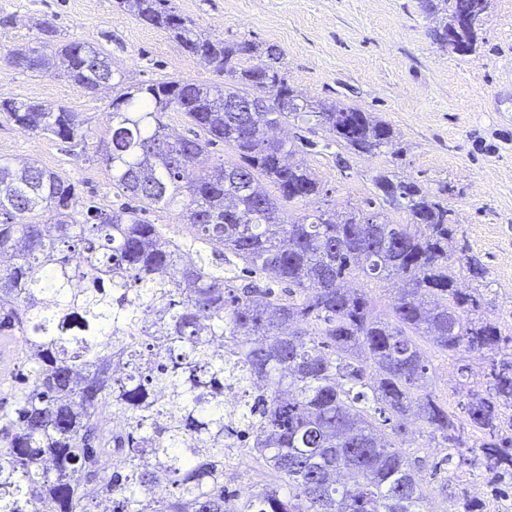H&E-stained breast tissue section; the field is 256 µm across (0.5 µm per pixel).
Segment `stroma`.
Instances as JSON below:
<instances>
[{
	"mask_svg": "<svg viewBox=\"0 0 512 512\" xmlns=\"http://www.w3.org/2000/svg\"><path fill=\"white\" fill-rule=\"evenodd\" d=\"M198 31L227 41L273 43L283 51L291 85L313 101L356 106L388 123L394 137L368 156L328 144L315 134L303 160L321 183L319 195L284 201V220L319 209H372L405 224L408 212L374 185L382 171L417 181L444 201L457 221V244L487 270L484 285L458 274L460 288L478 291L481 314L512 334V0H493L478 33L475 53L441 49L438 26L423 0H172ZM51 22L58 43L89 42L111 55L130 83L185 80L223 85L198 57L166 32L120 10L115 0H0V54L28 44ZM63 106L87 119L91 137L64 143L0 117V159L37 162L72 182L77 193L101 206L116 199L112 173L97 144L107 123L111 93L92 94L59 73L22 72L0 63V100ZM185 252L207 255L210 245L171 209L149 216ZM427 391L456 411L470 391H485L487 359L464 351L451 357L426 347ZM467 366L460 384L458 366ZM405 446L422 465L426 512H512V480L475 465L472 448L445 447L416 415L407 417Z\"/></svg>",
	"mask_w": 512,
	"mask_h": 512,
	"instance_id": "35a3bbf8",
	"label": "stroma"
}]
</instances>
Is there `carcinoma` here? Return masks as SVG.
<instances>
[{"instance_id": "1", "label": "carcinoma", "mask_w": 512, "mask_h": 512, "mask_svg": "<svg viewBox=\"0 0 512 512\" xmlns=\"http://www.w3.org/2000/svg\"><path fill=\"white\" fill-rule=\"evenodd\" d=\"M170 2L116 0L224 74V86L129 85L103 50L81 41L50 51L37 40L3 57L17 70L59 71L90 92L112 89L102 160L127 202L101 207L36 162L0 159V251L15 257L0 270V339L23 341L25 367L12 380L13 402L0 405V512H32L45 497L57 512H225L224 377L234 373L210 336L233 343L250 378L263 382L242 422L259 425L250 459L273 482L251 512H422L420 465L397 445L412 410L447 446L476 448L478 465L512 474L500 433L501 408L512 407V353L500 354L506 337L496 324L473 317L480 297L456 288L448 208L415 182L380 173L377 189L407 200L410 223L359 209L287 224L259 179L286 201L320 193L295 159L314 142L268 136L291 119L366 155L389 144L391 127L357 107L309 101L288 83L277 46L207 38ZM477 4L425 0L440 16L432 37L441 48L454 15ZM252 54L260 62L244 65ZM252 99L262 111H246ZM172 111L199 133L172 137L163 121ZM0 115L62 140L85 136V120L64 107L4 100ZM218 142L233 144L240 162L213 157ZM161 208L178 209L200 239L288 288L235 287L204 257L183 261L180 245L147 218ZM458 263L471 280L486 279L475 258ZM356 270L404 282L392 319L344 287ZM73 277L85 281L78 294L67 288ZM418 336L452 357L488 353L492 396L473 394L461 406L479 438L464 436L455 415L420 392L429 367ZM114 353L127 357L123 379L112 377ZM162 394L180 414L154 428L166 411ZM373 410L391 434L378 429ZM104 413L128 427L102 432ZM162 482L174 492L156 500L150 491Z\"/></svg>"}]
</instances>
